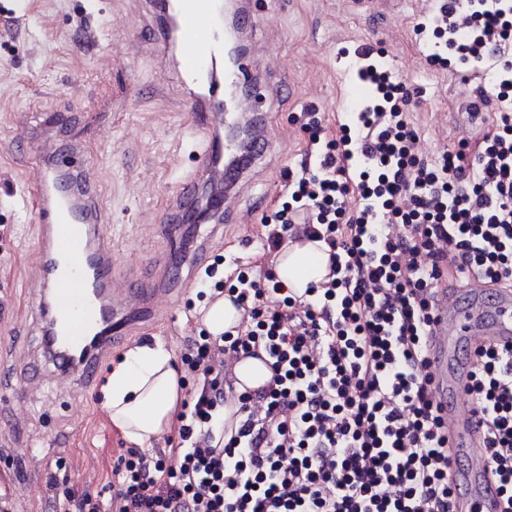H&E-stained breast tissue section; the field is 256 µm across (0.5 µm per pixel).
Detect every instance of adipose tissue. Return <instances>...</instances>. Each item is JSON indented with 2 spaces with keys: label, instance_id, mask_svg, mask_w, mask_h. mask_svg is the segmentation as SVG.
Masks as SVG:
<instances>
[{
  "label": "adipose tissue",
  "instance_id": "ef3b65f1",
  "mask_svg": "<svg viewBox=\"0 0 512 512\" xmlns=\"http://www.w3.org/2000/svg\"><path fill=\"white\" fill-rule=\"evenodd\" d=\"M279 280L296 294L325 282L327 247L303 238L287 241L273 257ZM102 408L126 442L148 447L172 433L184 400L182 373L163 344L138 345L113 362L102 387Z\"/></svg>",
  "mask_w": 512,
  "mask_h": 512
}]
</instances>
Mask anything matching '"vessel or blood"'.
I'll list each match as a JSON object with an SVG mask.
<instances>
[{
  "label": "vessel or blood",
  "instance_id": "vessel-or-blood-1",
  "mask_svg": "<svg viewBox=\"0 0 512 512\" xmlns=\"http://www.w3.org/2000/svg\"><path fill=\"white\" fill-rule=\"evenodd\" d=\"M154 24L143 34L144 45L171 56L173 72L184 88L192 129L200 141L199 164L173 194L172 221L192 211L199 182L223 178L209 220L236 219L238 185L246 170L238 144L224 139V126L237 120L254 129L252 160L261 159L270 143L267 124L255 116L264 97V72L256 58L221 68L224 58L223 0H152ZM91 165L80 147L53 154L48 166H37L25 180L39 199L40 239L32 305L39 314L45 342L54 346L56 378L83 387L93 385L104 360L132 330L133 318L165 319L170 291L159 285L158 269L137 279L120 275L112 240L99 230V207L84 182ZM431 329L430 353L434 395L448 424L455 454L468 468L458 480L463 492L456 512H501L496 487L485 478V463L476 447L472 405L464 399L472 360L461 355L462 344L512 343V293L491 292L471 282L466 299L440 292Z\"/></svg>",
  "mask_w": 512,
  "mask_h": 512
}]
</instances>
